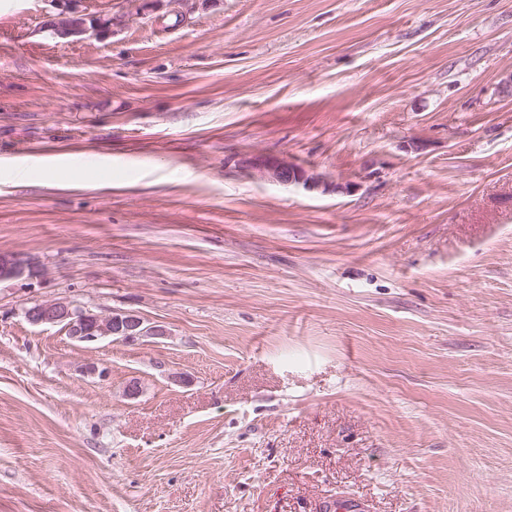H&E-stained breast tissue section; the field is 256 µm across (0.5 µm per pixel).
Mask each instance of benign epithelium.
<instances>
[{
    "instance_id": "7a95c632",
    "label": "benign epithelium",
    "mask_w": 512,
    "mask_h": 512,
    "mask_svg": "<svg viewBox=\"0 0 512 512\" xmlns=\"http://www.w3.org/2000/svg\"><path fill=\"white\" fill-rule=\"evenodd\" d=\"M239 167L252 178L283 185L297 184L308 191L343 192L347 186L332 183L286 159H271L258 154L241 158ZM38 269L28 259L12 253H0V283L37 276ZM33 325L59 326L74 341L93 343L105 338L131 343L145 337L164 338L161 325H148L134 312L119 311L103 316L91 309L80 308L63 300L37 302L24 311Z\"/></svg>"
}]
</instances>
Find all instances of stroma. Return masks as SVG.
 Segmentation results:
<instances>
[{
    "label": "stroma",
    "instance_id": "obj_1",
    "mask_svg": "<svg viewBox=\"0 0 512 512\" xmlns=\"http://www.w3.org/2000/svg\"><path fill=\"white\" fill-rule=\"evenodd\" d=\"M80 7L0 0V512H512V0ZM50 2L54 3L56 6L60 7L62 14H68L72 16H68L67 18L61 20L58 24L53 25L54 29L59 30L60 32H67L69 27H72L74 24L79 22V19L75 17H80L82 19L81 24L72 30L71 33L64 37L68 36H82L87 35L88 33H99L104 30L100 27L98 19H92V24L87 25L86 19L83 17L86 14H81L82 10L77 7V2H81L80 0H50ZM74 16V17H73ZM239 167L252 178L276 182L283 185H302L308 191L322 193L343 192L346 185L333 184L322 176L298 167L286 159H271L258 154H250L241 158ZM38 273L30 260L12 253H0V283L36 277ZM32 325L60 326L74 341L93 343L105 338L131 343L144 337L164 338L167 330L161 325H147L134 312H112L109 316L80 308L63 300L37 302L24 311Z\"/></svg>",
    "mask_w": 512,
    "mask_h": 512
}]
</instances>
